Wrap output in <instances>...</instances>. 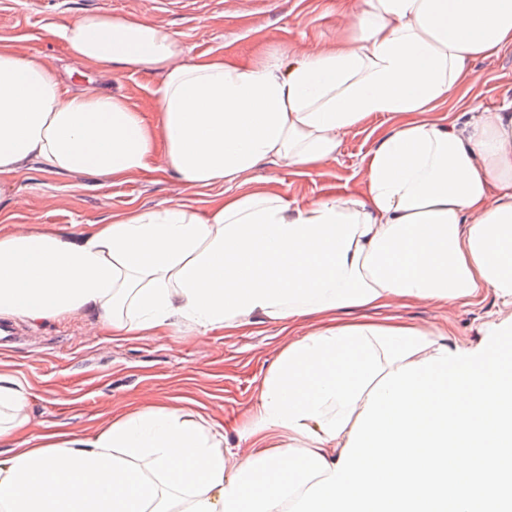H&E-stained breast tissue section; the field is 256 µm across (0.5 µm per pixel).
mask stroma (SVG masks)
<instances>
[{
    "mask_svg": "<svg viewBox=\"0 0 512 512\" xmlns=\"http://www.w3.org/2000/svg\"><path fill=\"white\" fill-rule=\"evenodd\" d=\"M353 0H0V39L23 53L39 54L63 87L102 88L152 114L161 78L154 72L118 71L101 77L69 56L55 29L86 14L136 16L179 34L187 59L224 56L251 60L294 47H329L338 33V9ZM483 74L462 87L467 101L488 108L512 92V46L478 60ZM370 120L345 138L336 162L307 174L289 167L261 166L233 183L190 188L170 174L147 173L129 181L100 185L88 175L51 174L31 166L18 176L14 199L6 203L18 224H105L132 209L183 202L206 209L226 193L254 187L275 173L288 200H308L361 180L362 159L375 139ZM494 296L455 313L419 303L399 309L414 323L449 322L452 341L476 345L487 321L505 314ZM18 336L0 349V369L12 371L32 397L29 436L67 430L82 433L100 426L112 412L149 401L177 405L225 424L227 447L249 427L250 412L267 370L288 341L279 326L252 325L205 336L147 338L113 336L94 328L90 318H65L38 326L16 321Z\"/></svg>",
    "mask_w": 512,
    "mask_h": 512,
    "instance_id": "stroma-1",
    "label": "stroma"
}]
</instances>
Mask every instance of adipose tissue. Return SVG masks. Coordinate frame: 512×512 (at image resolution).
<instances>
[{"label":"adipose tissue","mask_w":512,"mask_h":512,"mask_svg":"<svg viewBox=\"0 0 512 512\" xmlns=\"http://www.w3.org/2000/svg\"><path fill=\"white\" fill-rule=\"evenodd\" d=\"M330 47L189 61L172 31L87 15L57 30L107 75L161 73L152 118L104 91L64 89L0 41V201L31 164L104 184L145 172L191 187L263 164L335 161L382 115L357 190L291 204L275 176L212 202H172L83 229L0 212V320L91 317L115 336H204L271 322L288 342L240 450L184 408L141 403L90 434L25 447L31 394L0 370V512H223L247 461L306 448L337 465L368 394L433 356L448 328L396 316L494 295L512 308V99L434 116L479 59L512 46V0H355Z\"/></svg>","instance_id":"adipose-tissue-1"}]
</instances>
